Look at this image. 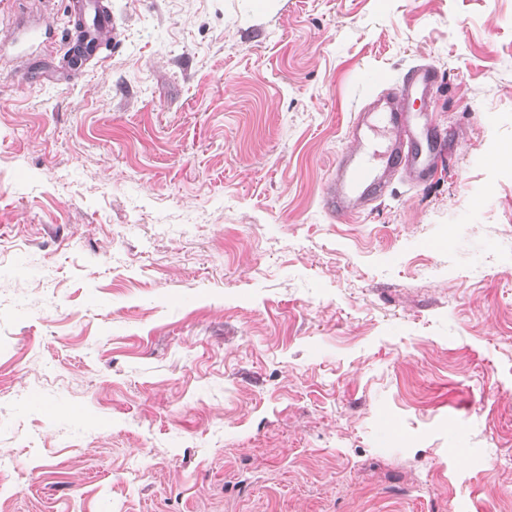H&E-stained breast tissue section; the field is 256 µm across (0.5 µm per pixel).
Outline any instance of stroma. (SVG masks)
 Instances as JSON below:
<instances>
[{"instance_id":"obj_1","label":"stroma","mask_w":512,"mask_h":512,"mask_svg":"<svg viewBox=\"0 0 512 512\" xmlns=\"http://www.w3.org/2000/svg\"><path fill=\"white\" fill-rule=\"evenodd\" d=\"M72 2L0 0V512H512V0H101L83 75ZM421 63L436 177L327 213ZM109 32H112L111 19L100 0L75 1L70 35L72 47L80 51L70 55V65L81 70L97 64L101 58L100 46ZM17 39L22 42H38V46L42 48L43 52L49 53L52 51V44L49 41V33L47 28L42 30L38 26H28L26 22L22 21L16 24Z\"/></svg>"}]
</instances>
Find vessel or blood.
<instances>
[{
    "instance_id": "vessel-or-blood-1",
    "label": "vessel or blood",
    "mask_w": 512,
    "mask_h": 512,
    "mask_svg": "<svg viewBox=\"0 0 512 512\" xmlns=\"http://www.w3.org/2000/svg\"><path fill=\"white\" fill-rule=\"evenodd\" d=\"M112 25L100 0H75L71 43L74 48L70 65L78 70L92 67L100 60V46ZM17 37L38 44L43 52H51L47 31L19 22ZM438 75L428 65L413 68L401 93L385 92L386 73L372 75L374 88L363 112L348 126L350 148L338 158L334 176L324 194V207L339 215L364 211L385 196L396 173L405 172L414 181H423L437 172L436 150L429 143L428 126L422 125L411 111L415 100L429 98ZM383 127L387 139L380 150H372L370 132Z\"/></svg>"
}]
</instances>
